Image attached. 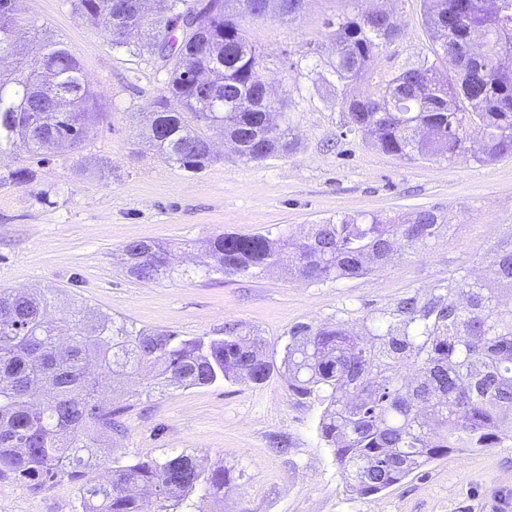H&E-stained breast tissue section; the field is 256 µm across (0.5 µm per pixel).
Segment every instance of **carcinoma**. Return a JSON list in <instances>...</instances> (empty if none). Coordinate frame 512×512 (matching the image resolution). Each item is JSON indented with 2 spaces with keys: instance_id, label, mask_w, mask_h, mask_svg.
<instances>
[{
  "instance_id": "carcinoma-1",
  "label": "carcinoma",
  "mask_w": 512,
  "mask_h": 512,
  "mask_svg": "<svg viewBox=\"0 0 512 512\" xmlns=\"http://www.w3.org/2000/svg\"><path fill=\"white\" fill-rule=\"evenodd\" d=\"M71 0L74 13L93 20L112 45L157 55L169 74L156 108L144 115L142 138L169 162L199 171L211 162L205 129L224 134L240 157L289 155L297 149L291 101L266 99L262 54L240 18L263 19V0H215L218 14L209 55L193 51L198 34L171 26L190 0H160L147 15L142 0ZM428 53L373 91H348L367 81L380 49L400 39V25L383 11L328 21L331 64L348 130L375 149L399 157L478 163L512 156V0H422ZM23 0L0 6V155L19 151L46 158L61 143L81 147L102 105L85 82L75 55L24 16ZM482 38L475 60L463 46ZM26 41L31 52L17 57ZM479 151L468 154L470 136ZM27 167L0 171V187L27 185ZM449 223L432 208L412 217L356 212L289 233H222L209 242L216 270L255 277L280 266L313 280L358 278L439 238ZM124 271L136 280L170 273L168 251L150 239L125 244ZM485 259L490 283L451 275L427 298L411 295L365 323L359 335L345 321L301 323L289 331L281 364L267 342L224 324L218 337L136 328L88 305L52 321L54 290L32 294L0 289V479L44 486L67 477L79 485L81 512H170L201 491L222 497L234 468L207 472L186 452L163 458L110 460L102 485L89 475V457L112 434L125 406L98 398L100 378L146 376L166 389L224 382L259 385L281 370L297 399L322 406L317 431L334 450L347 489L373 496L450 453L497 448L512 439V239L493 244Z\"/></svg>"
}]
</instances>
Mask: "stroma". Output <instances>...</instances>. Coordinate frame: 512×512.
<instances>
[{"label":"stroma","instance_id":"1","mask_svg":"<svg viewBox=\"0 0 512 512\" xmlns=\"http://www.w3.org/2000/svg\"><path fill=\"white\" fill-rule=\"evenodd\" d=\"M29 16L79 60L103 114L81 150L62 147L49 160L0 155V168L30 167L29 185L0 188V288H54L51 318L73 301L139 327L185 336H220L236 322L286 343L299 323L366 319L408 294L428 297L450 274L477 272L485 251L512 235V157L492 163L399 158L349 132L336 100L328 23L354 8H383L402 28L380 52L367 82L375 88L424 53L429 41L421 0H308L290 20L241 23L263 53L260 74L291 99L296 151L245 161L213 137L214 158L199 172L166 162L139 140L168 80L159 60L113 47L69 0H26ZM433 208L454 224L422 252L397 257L370 275L312 282L282 268L251 279L206 274L211 237L225 232H307L311 224L355 211L409 214ZM168 245L170 276L138 281L123 271L133 239ZM128 405L111 455L90 475L109 477V457L181 451L202 469H235L221 498L191 497L192 512H512V441L455 453L370 497L347 492L331 448L319 438L321 405L298 403L279 374L260 385L224 383L186 390L123 386ZM8 512H79L76 483L38 487L0 480Z\"/></svg>","mask_w":512,"mask_h":512}]
</instances>
